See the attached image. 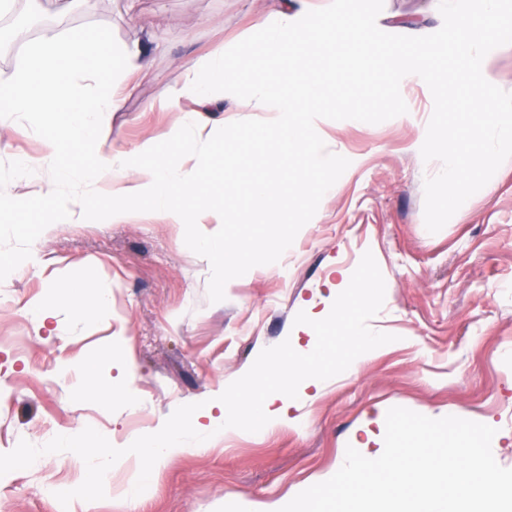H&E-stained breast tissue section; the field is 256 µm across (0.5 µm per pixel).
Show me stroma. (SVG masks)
Returning a JSON list of instances; mask_svg holds the SVG:
<instances>
[{"label": "stroma", "mask_w": 512, "mask_h": 512, "mask_svg": "<svg viewBox=\"0 0 512 512\" xmlns=\"http://www.w3.org/2000/svg\"><path fill=\"white\" fill-rule=\"evenodd\" d=\"M439 0H384V32L422 36L442 25ZM281 0H95L92 9L52 15L0 51V74L25 61L27 46L75 29L149 49L121 111L101 133L132 151L173 126L158 109L184 78L182 64L214 49L227 59L257 50L253 18ZM321 150L336 164V189L277 263L260 265L208 298L211 266L184 243V227L137 212L120 224L52 226L32 236L30 216L0 213V512H278L295 495L333 476L367 420L400 406L431 418L453 415L497 429L492 452L512 468V159L437 233L424 223L423 184L440 162L420 148L433 111L421 78L401 84L378 66L337 69L314 104ZM43 121L0 116V192L75 193L52 168L19 181L17 160L44 149ZM92 272L105 312L86 322L67 306L40 324L33 316L54 285ZM367 287L337 319L330 382L304 400L297 427L227 435L208 452H189L128 496L131 471L112 474L85 497L83 465L51 439L79 431L91 448L119 449L160 435L203 402L237 388L245 375L270 379L263 355L278 354L305 319V301L328 282ZM378 337L358 356L348 326ZM124 397L105 402L78 385L83 366Z\"/></svg>", "instance_id": "1"}]
</instances>
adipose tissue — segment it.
<instances>
[{"label":"adipose tissue","instance_id":"1","mask_svg":"<svg viewBox=\"0 0 512 512\" xmlns=\"http://www.w3.org/2000/svg\"><path fill=\"white\" fill-rule=\"evenodd\" d=\"M350 23L362 32L360 43L338 37L331 16L322 13L305 18L281 9L259 17V52L241 56L234 64L220 52L187 61L182 83L173 87L161 103L164 110L179 113L178 126L133 152L107 147L100 136V120L121 108L126 72L150 68L148 51L137 46H115L102 36L83 31H66L33 42L24 66L0 79V97L6 99L7 111L37 112L45 118L46 152L23 159V167L49 166L63 154L68 161L57 168L58 178L110 187L101 206L94 205L85 194L61 197L48 192L43 223L84 224L96 220L117 224L143 208L172 224L223 223L220 211L202 208L187 213L183 201L198 195L206 169L201 164L186 168L184 159L196 155L199 143L209 139L201 121L202 108L216 94L239 88L244 72L258 69L264 74L247 93L245 108L277 115L273 128H255L254 137L263 140L275 135L289 151L298 154L318 138L308 105L321 97L336 77L331 68L322 80L307 79V70L318 65L323 55L339 56L348 66L382 57L384 68L401 83L412 80L421 63L440 58L439 47L426 41L410 48L391 45L379 50L367 17L351 16ZM109 64L115 67L111 87L90 95L77 89L76 76L98 74ZM61 305L72 306L81 318L91 320L105 309L107 300L88 272L57 284L52 297L36 307L34 314L45 322ZM324 356L323 346L315 340L276 356L266 366L271 382L263 397L253 396L251 381H244L240 390L247 398L240 408H233L227 398H219L200 407L189 424L143 440L136 447L90 448L77 432L68 436L65 444L88 465L90 483L95 488L108 486L113 471L129 465L134 468L133 482L150 479L186 451L207 450L216 436L262 434L299 424L295 408L307 398L309 390H322L328 380Z\"/></svg>","mask_w":512,"mask_h":512}]
</instances>
